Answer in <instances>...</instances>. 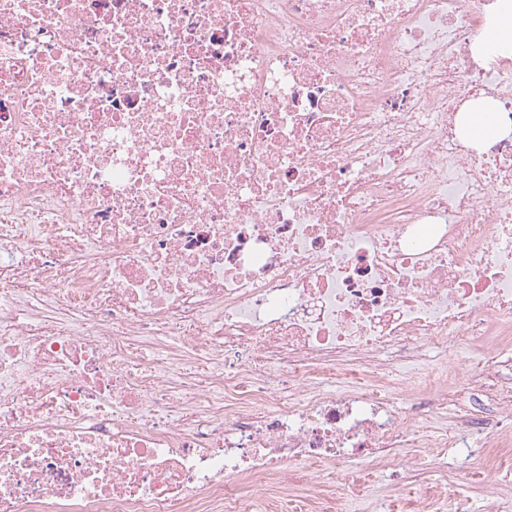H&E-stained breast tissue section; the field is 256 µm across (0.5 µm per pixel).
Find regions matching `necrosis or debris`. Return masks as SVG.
Returning <instances> with one entry per match:
<instances>
[{
    "instance_id": "necrosis-or-debris-1",
    "label": "necrosis or debris",
    "mask_w": 512,
    "mask_h": 512,
    "mask_svg": "<svg viewBox=\"0 0 512 512\" xmlns=\"http://www.w3.org/2000/svg\"><path fill=\"white\" fill-rule=\"evenodd\" d=\"M496 6L0 0V512H283L289 471L436 447L383 356L452 339L455 444L512 446Z\"/></svg>"
}]
</instances>
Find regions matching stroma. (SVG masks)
<instances>
[{"mask_svg":"<svg viewBox=\"0 0 512 512\" xmlns=\"http://www.w3.org/2000/svg\"><path fill=\"white\" fill-rule=\"evenodd\" d=\"M480 364L479 355L451 341L427 349L418 367L450 385L478 370ZM433 394L430 386L416 394L398 391L392 401L397 411L419 426L454 433L460 427L455 403L434 414L422 409V402ZM465 466L471 475L458 480ZM353 471L360 491L349 500V512H448L452 495L466 501L468 512H512V462H507L505 450L486 447L480 439L464 448H407L393 461L359 463Z\"/></svg>","mask_w":512,"mask_h":512,"instance_id":"stroma-1","label":"stroma"}]
</instances>
